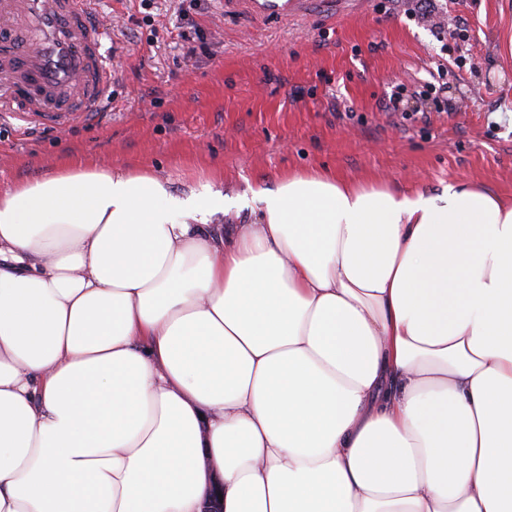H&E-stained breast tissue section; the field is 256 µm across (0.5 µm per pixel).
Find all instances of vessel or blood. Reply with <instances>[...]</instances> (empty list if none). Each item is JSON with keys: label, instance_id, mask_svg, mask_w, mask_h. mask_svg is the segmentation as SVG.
<instances>
[{"label": "vessel or blood", "instance_id": "obj_1", "mask_svg": "<svg viewBox=\"0 0 512 512\" xmlns=\"http://www.w3.org/2000/svg\"><path fill=\"white\" fill-rule=\"evenodd\" d=\"M313 0H224L225 11L300 17ZM97 0H0V31L30 34L21 49L0 43V112L33 126L89 119L110 99L112 38L94 17Z\"/></svg>", "mask_w": 512, "mask_h": 512}]
</instances>
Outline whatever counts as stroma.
Segmentation results:
<instances>
[{
	"label": "stroma",
	"mask_w": 512,
	"mask_h": 512,
	"mask_svg": "<svg viewBox=\"0 0 512 512\" xmlns=\"http://www.w3.org/2000/svg\"><path fill=\"white\" fill-rule=\"evenodd\" d=\"M348 0L261 20L220 0H99L112 106L62 129L0 119V188L68 155L171 191H221L247 223L253 187L296 169L512 195V0ZM400 94V109L382 103Z\"/></svg>",
	"instance_id": "1"
}]
</instances>
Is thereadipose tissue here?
Returning <instances> with one entry per match:
<instances>
[{"mask_svg": "<svg viewBox=\"0 0 512 512\" xmlns=\"http://www.w3.org/2000/svg\"><path fill=\"white\" fill-rule=\"evenodd\" d=\"M66 159L0 190V512H512V199Z\"/></svg>", "mask_w": 512, "mask_h": 512, "instance_id": "obj_1", "label": "adipose tissue"}]
</instances>
